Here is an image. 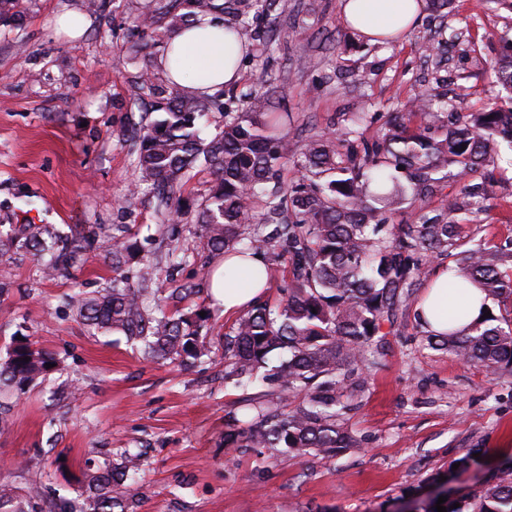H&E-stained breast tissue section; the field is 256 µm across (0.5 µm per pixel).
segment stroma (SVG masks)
Listing matches in <instances>:
<instances>
[{
	"label": "stroma",
	"mask_w": 512,
	"mask_h": 512,
	"mask_svg": "<svg viewBox=\"0 0 512 512\" xmlns=\"http://www.w3.org/2000/svg\"><path fill=\"white\" fill-rule=\"evenodd\" d=\"M141 1L105 0L89 12L86 0H18L15 21L0 25V233L76 224L92 240L80 262L52 279L32 248L16 246L0 260V357L20 333L65 365L12 402L0 428V486L73 498L82 469L119 464L130 451L140 453L142 470L129 512H391L476 447L486 455L459 486L476 492L490 475L512 479V378L427 348L410 312L366 371L369 391L350 420L361 448L273 457L225 445L227 412L258 388L225 381L233 319L199 275L217 262L202 250L197 224L211 176L191 172L182 188L188 212L178 220L163 221L146 190L120 205L135 178L133 133L154 117L150 98L136 94L142 57L132 49L140 37L131 19ZM69 10L88 22L75 42L50 26ZM248 22L261 37L249 42L205 136L238 112H288L286 134L298 152L350 112L372 115L369 141L390 121L426 126L415 103L421 92L466 112L512 101L488 72L512 41L506 4L429 5L408 34L382 43L347 27L339 0H274ZM493 176L496 194L482 212L447 215L470 237L500 243L512 237V162L498 160ZM116 224L146 241L151 260L170 248L188 255L162 276L166 307L210 309L202 334L211 362L150 361L124 336L79 319L75 301L111 283Z\"/></svg>",
	"instance_id": "1"
}]
</instances>
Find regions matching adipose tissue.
Returning a JSON list of instances; mask_svg holds the SVG:
<instances>
[{"label":"adipose tissue","instance_id":"obj_1","mask_svg":"<svg viewBox=\"0 0 512 512\" xmlns=\"http://www.w3.org/2000/svg\"><path fill=\"white\" fill-rule=\"evenodd\" d=\"M422 7V0H340V11L349 27L371 38H395L407 33ZM242 53L241 44L225 37L223 27L206 16L168 38L158 64L174 84L211 95L235 81L234 62ZM262 266L257 257L225 259L209 283L212 299L228 314L247 310L264 296L266 285L257 279ZM449 278L448 271L437 272L416 308L437 332L447 331L449 310L466 309L468 318L473 319L480 314L484 299L471 283L449 287Z\"/></svg>","mask_w":512,"mask_h":512}]
</instances>
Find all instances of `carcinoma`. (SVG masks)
Returning a JSON list of instances; mask_svg holds the SVG:
<instances>
[{
	"instance_id": "obj_1",
	"label": "carcinoma",
	"mask_w": 512,
	"mask_h": 512,
	"mask_svg": "<svg viewBox=\"0 0 512 512\" xmlns=\"http://www.w3.org/2000/svg\"><path fill=\"white\" fill-rule=\"evenodd\" d=\"M174 3L168 33L224 12L219 0ZM134 23L154 38L153 11L136 15ZM489 73L512 90V50L491 61ZM140 90L158 116L137 132V180L126 198L144 185L167 213L179 215L185 179L202 166L212 177L200 214L203 247L259 255L268 274L280 254L291 261L284 297L250 307L224 333L225 377L265 386L243 415L227 413L224 445L295 456L360 447L350 424L368 390L360 367L418 302L416 289L434 264L476 284L498 312L444 333L424 328L426 345L492 375L512 376V247H467L463 225L439 214L421 211L414 224L387 223L404 197L422 202L449 176L462 183V200H449L452 212L491 196L494 185L486 177L476 183L470 177L495 162L499 143L512 149V105L463 112L441 134L432 131L438 112L423 129L390 124L363 143L361 156L349 150V139L358 137L366 115L353 112L340 131L313 138L297 154L275 133L290 120L286 112L237 113L207 138L199 122L214 111V97L163 83L149 59ZM288 166L299 178L285 185L281 173ZM256 200L262 202L259 213L252 210ZM86 241L79 226L65 233L42 224L27 244L46 258V273L54 276L82 259ZM112 273L111 287L78 301L87 326L123 334L153 360L191 365L212 359L201 334L209 319L200 315L203 308L169 314L158 300L147 306V298L160 292L161 268L141 254L123 225L113 227ZM61 370V360L16 339L0 361V392L18 397ZM140 466V454L129 452L114 467L87 469L77 498L45 504L35 487L20 495L1 486L0 512H128L127 493ZM443 506L447 512H512V481H487L479 494L449 498Z\"/></svg>"
}]
</instances>
